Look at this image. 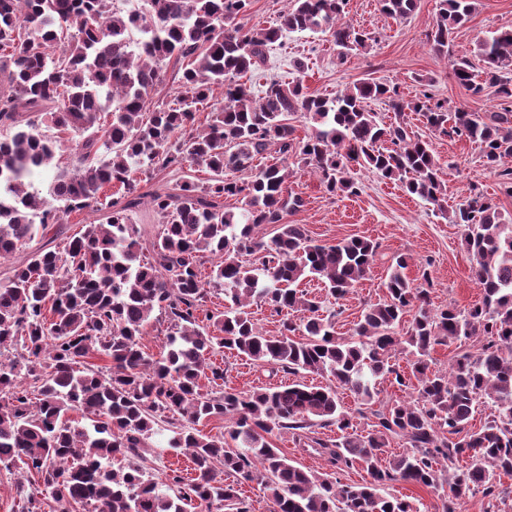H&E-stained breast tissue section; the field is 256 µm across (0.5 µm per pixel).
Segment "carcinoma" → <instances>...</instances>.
<instances>
[{
	"label": "carcinoma",
	"mask_w": 512,
	"mask_h": 512,
	"mask_svg": "<svg viewBox=\"0 0 512 512\" xmlns=\"http://www.w3.org/2000/svg\"><path fill=\"white\" fill-rule=\"evenodd\" d=\"M347 4L291 0L275 24L245 28L234 20L250 0H134L126 11L114 0H0V260L63 214L109 209L63 251L34 253L0 285V464L19 462L40 480L19 492V512H42L45 496L61 512H251L238 486L254 480L273 512H417L385 492L395 482L444 491L442 512H458L474 490L505 503L500 479L512 475V223L480 196L453 209L481 304L432 309L429 291L414 286L399 257L383 283L386 299L365 308L346 338L299 284L316 279L345 297L370 273L378 244L360 237L316 244L304 225L284 219L303 206L288 191L291 160L333 195H358L355 171L367 169L402 180L410 194L447 212V186L408 111L450 139L477 144L501 191L512 196V29L480 44L477 67L450 56L474 0H439L427 35L436 53L450 57L459 84L475 94L495 89L499 108L484 116L426 93L406 102L373 79L331 97L308 93L299 80H273L254 97L242 78L266 62L285 31L320 32L342 59L367 50L373 37L343 21ZM380 5L406 18L418 0ZM171 61L184 65L180 91L173 104L160 105L154 94ZM221 85L224 100L210 103L212 87ZM373 101L387 103L394 122L381 121L369 108ZM207 103L212 119L201 130L196 112ZM39 112L58 132L81 137L76 164L52 165L60 141L31 120ZM295 114L311 125L302 138L289 123ZM173 165L204 168L210 178L186 177L151 195L162 227L146 254L133 220L142 200L134 174ZM50 166L43 195L32 177ZM112 184L122 194L101 202ZM229 197L241 202L240 212L224 209ZM263 224L279 232L266 241L257 235ZM206 257L213 263L204 282ZM212 290L224 294V311L205 312ZM254 301L285 315L280 335L258 330L248 312ZM411 308V327L402 333ZM156 312L170 332L168 349L153 357L141 340ZM294 312L310 313L303 326L288 320ZM473 336L484 338L479 351L458 355L447 372L430 370L436 346ZM220 349L331 384L226 389L224 367L211 360ZM95 352L111 359L109 370L88 362ZM400 355L405 370L396 363ZM203 378L212 391L201 392ZM379 380L411 390V400L380 401ZM341 389L374 418L367 429H351ZM480 402L493 412L474 429ZM74 411L90 424H72ZM212 419L231 422L228 435L201 433L200 422ZM159 423L171 426L168 445L190 459L194 477L173 470L158 482L142 467ZM316 423L340 435L309 436ZM276 430L293 432L301 448L333 467H361L368 479L343 483L294 465L268 439ZM396 438L404 451L388 459L385 449ZM220 471L235 481L225 482Z\"/></svg>",
	"instance_id": "obj_1"
}]
</instances>
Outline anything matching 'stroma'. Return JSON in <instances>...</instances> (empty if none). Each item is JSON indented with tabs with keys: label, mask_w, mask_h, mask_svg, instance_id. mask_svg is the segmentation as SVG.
Instances as JSON below:
<instances>
[{
	"label": "stroma",
	"mask_w": 512,
	"mask_h": 512,
	"mask_svg": "<svg viewBox=\"0 0 512 512\" xmlns=\"http://www.w3.org/2000/svg\"><path fill=\"white\" fill-rule=\"evenodd\" d=\"M439 0H419L413 14L395 19L382 12L379 0H349L345 20L374 35L368 51L339 58L325 35L313 32H287L282 45L271 51L266 65L247 76L253 94H260L270 77L286 82L303 80L309 93L333 95L354 83L373 78L395 85L407 101L431 94L480 114L495 111L496 95L471 94L454 79L450 57H474L480 40L501 28H512V0H475L469 21L456 30L450 57L431 48L427 34L432 29ZM416 134L430 143L448 189L449 205L480 194L492 199L506 219L512 221V197L501 194L499 177L487 167L476 144L453 140L427 126L421 116L410 114ZM290 188L304 200L303 207L287 216L290 224L304 225L318 244L332 245L351 237L377 243L378 256L370 274L345 298L327 296L321 284L306 285L310 295L322 303V311L333 314L337 335H349L364 309L383 300V282L396 257H405L409 278L428 274L433 307L448 305L460 309L479 303L481 290L471 277V256L464 244L463 226L444 217L432 204L412 195L400 181L389 180L368 170L357 178L362 185L358 195L329 194L319 179L300 164L290 167ZM106 216L102 210H84L64 216L62 223L48 225L20 248L12 261L0 263V282L12 263L25 261L40 249H63L83 225L98 224ZM215 360L226 370L225 384L236 390L269 387L290 382V375L271 374L269 368L253 364L235 351L223 350Z\"/></svg>",
	"instance_id": "1"
}]
</instances>
